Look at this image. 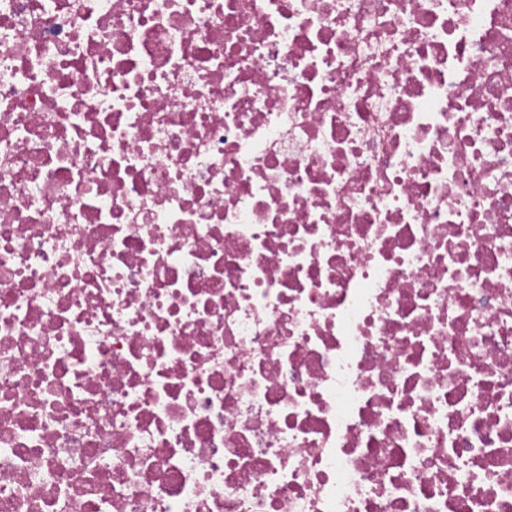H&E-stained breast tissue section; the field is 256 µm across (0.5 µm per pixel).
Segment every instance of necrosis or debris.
Listing matches in <instances>:
<instances>
[{"label": "necrosis or debris", "instance_id": "obj_1", "mask_svg": "<svg viewBox=\"0 0 512 512\" xmlns=\"http://www.w3.org/2000/svg\"><path fill=\"white\" fill-rule=\"evenodd\" d=\"M0 512H512V0H0Z\"/></svg>", "mask_w": 512, "mask_h": 512}]
</instances>
